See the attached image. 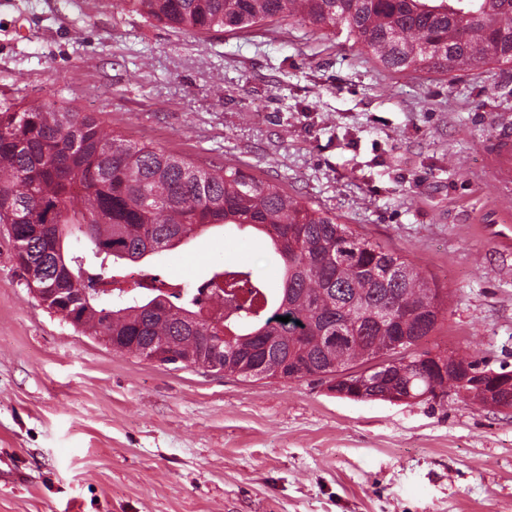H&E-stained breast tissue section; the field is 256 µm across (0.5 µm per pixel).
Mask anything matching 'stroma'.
Instances as JSON below:
<instances>
[{"instance_id":"stroma-1","label":"stroma","mask_w":512,"mask_h":512,"mask_svg":"<svg viewBox=\"0 0 512 512\" xmlns=\"http://www.w3.org/2000/svg\"><path fill=\"white\" fill-rule=\"evenodd\" d=\"M20 97L332 211L447 293L426 349L512 370V204L481 156L512 66L390 74L329 30L196 35L126 0H0V98ZM223 261L280 283L249 229L133 269L195 284ZM0 461V512H512V408L112 352L30 294L1 232Z\"/></svg>"}]
</instances>
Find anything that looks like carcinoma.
Segmentation results:
<instances>
[{
	"label": "carcinoma",
	"mask_w": 512,
	"mask_h": 512,
	"mask_svg": "<svg viewBox=\"0 0 512 512\" xmlns=\"http://www.w3.org/2000/svg\"><path fill=\"white\" fill-rule=\"evenodd\" d=\"M131 2L148 20L198 34L338 29L394 74L512 66V0ZM0 224L23 244L15 258L29 291H86L79 310L42 302L116 353L205 372L217 361L244 381L320 377L364 400L455 388L484 402L469 376L488 372L479 362L422 360L431 351L417 346L436 330L442 299L414 263L238 164L131 142L62 103L0 101ZM244 226L281 261V287L226 262L210 269L207 294L157 275L123 287L128 264L211 228ZM211 304L224 305L223 320L203 319ZM220 330L228 339L218 348Z\"/></svg>",
	"instance_id": "obj_1"
}]
</instances>
